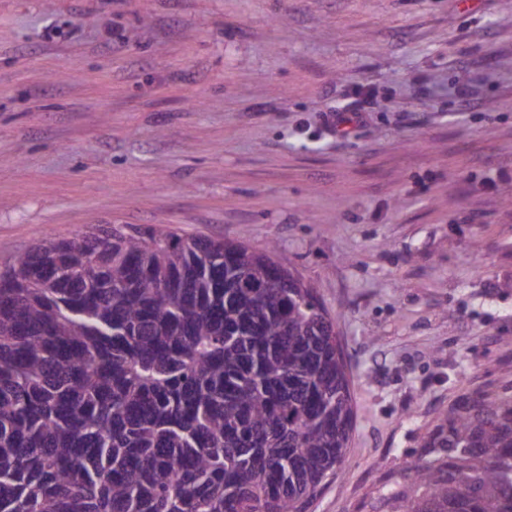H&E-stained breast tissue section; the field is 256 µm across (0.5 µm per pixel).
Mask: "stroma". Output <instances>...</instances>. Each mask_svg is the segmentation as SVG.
<instances>
[{
  "label": "stroma",
  "mask_w": 512,
  "mask_h": 512,
  "mask_svg": "<svg viewBox=\"0 0 512 512\" xmlns=\"http://www.w3.org/2000/svg\"><path fill=\"white\" fill-rule=\"evenodd\" d=\"M92 224L314 283L356 419L308 512H388L441 412L512 395V0H0V271Z\"/></svg>",
  "instance_id": "obj_1"
}]
</instances>
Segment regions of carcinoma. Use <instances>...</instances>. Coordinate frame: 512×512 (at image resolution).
Returning a JSON list of instances; mask_svg holds the SVG:
<instances>
[{
  "instance_id": "obj_1",
  "label": "carcinoma",
  "mask_w": 512,
  "mask_h": 512,
  "mask_svg": "<svg viewBox=\"0 0 512 512\" xmlns=\"http://www.w3.org/2000/svg\"><path fill=\"white\" fill-rule=\"evenodd\" d=\"M288 259L156 226L0 272V512H306L348 460L344 359ZM390 512H512V396L452 408Z\"/></svg>"
}]
</instances>
